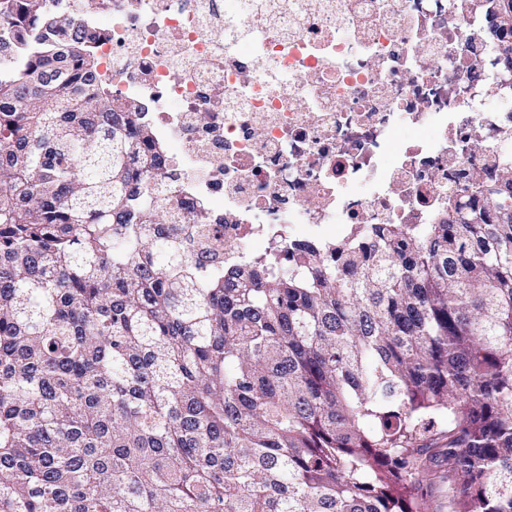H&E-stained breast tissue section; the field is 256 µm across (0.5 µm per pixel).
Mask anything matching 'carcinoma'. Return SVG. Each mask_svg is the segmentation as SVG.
<instances>
[{"mask_svg":"<svg viewBox=\"0 0 512 512\" xmlns=\"http://www.w3.org/2000/svg\"><path fill=\"white\" fill-rule=\"evenodd\" d=\"M51 2L0 0V512H512V168L227 268Z\"/></svg>","mask_w":512,"mask_h":512,"instance_id":"1","label":"carcinoma"}]
</instances>
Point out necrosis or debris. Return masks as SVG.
Instances as JSON below:
<instances>
[{
  "instance_id": "necrosis-or-debris-1",
  "label": "necrosis or debris",
  "mask_w": 512,
  "mask_h": 512,
  "mask_svg": "<svg viewBox=\"0 0 512 512\" xmlns=\"http://www.w3.org/2000/svg\"><path fill=\"white\" fill-rule=\"evenodd\" d=\"M113 92L144 99L205 200L224 261L296 224H439L512 166V70L495 0H94ZM250 36L251 48L237 44ZM429 134L399 141L400 125Z\"/></svg>"
}]
</instances>
